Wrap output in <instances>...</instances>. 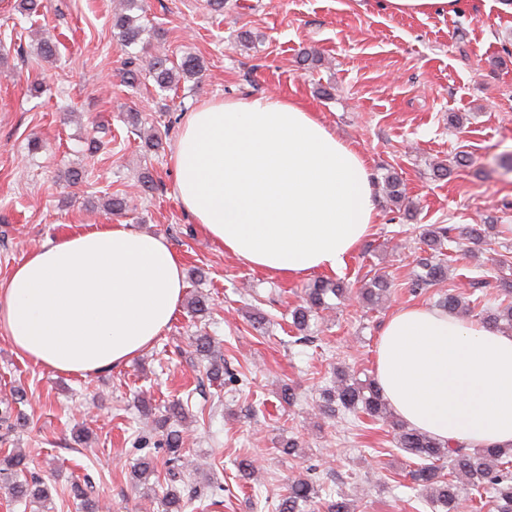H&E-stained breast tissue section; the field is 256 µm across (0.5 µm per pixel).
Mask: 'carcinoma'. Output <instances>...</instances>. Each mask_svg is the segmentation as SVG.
Listing matches in <instances>:
<instances>
[{
    "label": "carcinoma",
    "mask_w": 512,
    "mask_h": 512,
    "mask_svg": "<svg viewBox=\"0 0 512 512\" xmlns=\"http://www.w3.org/2000/svg\"><path fill=\"white\" fill-rule=\"evenodd\" d=\"M141 17L125 12L113 16V29L118 37L129 47L138 43L144 28ZM203 66L200 58L186 54L172 59L166 54L152 56L143 63L142 56L131 55L125 62L122 82L132 86L146 74L159 88L173 90L182 77L198 78L202 76ZM449 238V228L433 226L423 234V243L430 254L419 260L418 266L425 270L412 281L415 289L427 288L448 276V261L443 258V246ZM501 301L491 307L481 305V299L472 301V306H464L462 297L452 292L444 294L438 300V307L449 313L460 310L474 314L475 320L497 329L512 327V281H499ZM389 290L388 281L375 276L359 289L360 298L370 304L379 302ZM351 289L341 282L318 280L306 289V303L291 311L292 325L299 331L309 327L312 313L318 309H328L327 299L339 300L350 296ZM319 409L322 413L336 417L340 413L353 416L364 415L372 420L391 423L396 431V447L409 456L420 460L411 471L414 488L425 496L432 512H458L461 491H467L468 500L475 512L484 507V499L492 503L493 512H512V448H464L452 447L448 443L428 436L417 429L407 426L394 413L384 398L380 387L373 379L360 381L344 370H336L332 385L320 393ZM189 412V406L180 400H174L165 407V414L158 420L164 429L161 445L165 448L162 465L169 484L162 493V503L166 512H182L185 507L181 489L173 485L180 476V463L183 462L184 441L175 425L182 422ZM0 418L12 430L25 426L23 413H13L11 405L0 411ZM29 469L25 454L20 451L0 452V480L7 485L12 499L20 503H39L42 512H49L51 503L50 486L38 479L24 478ZM159 475L156 464L151 459H143L134 468L133 477L137 482L146 484L150 477ZM72 496L80 501L83 512H100L99 502L88 496L87 489L79 484L71 486ZM335 491H322V488L309 478H293L281 496L278 512H305L311 504L317 502L325 512H357V505L351 498L334 497Z\"/></svg>",
    "instance_id": "obj_1"
}]
</instances>
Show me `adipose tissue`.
<instances>
[{
	"instance_id": "1",
	"label": "adipose tissue",
	"mask_w": 512,
	"mask_h": 512,
	"mask_svg": "<svg viewBox=\"0 0 512 512\" xmlns=\"http://www.w3.org/2000/svg\"><path fill=\"white\" fill-rule=\"evenodd\" d=\"M170 161L178 201L202 232L278 276L336 270L376 219L360 151L296 100L201 103L185 113ZM184 288L165 237L96 224L29 252L0 281V328L27 360L85 377L152 346ZM374 378L423 433L467 448L512 446V334L406 308L382 328Z\"/></svg>"
}]
</instances>
